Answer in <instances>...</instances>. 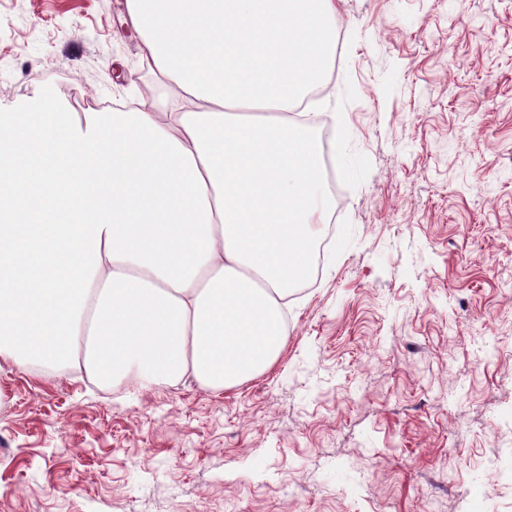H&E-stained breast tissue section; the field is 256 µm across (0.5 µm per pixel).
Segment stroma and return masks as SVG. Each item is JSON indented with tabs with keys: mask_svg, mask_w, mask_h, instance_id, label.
Wrapping results in <instances>:
<instances>
[{
	"mask_svg": "<svg viewBox=\"0 0 512 512\" xmlns=\"http://www.w3.org/2000/svg\"><path fill=\"white\" fill-rule=\"evenodd\" d=\"M342 193L274 367L0 370V512H512V0H336ZM125 0H0V113L140 104Z\"/></svg>",
	"mask_w": 512,
	"mask_h": 512,
	"instance_id": "stroma-1",
	"label": "stroma"
}]
</instances>
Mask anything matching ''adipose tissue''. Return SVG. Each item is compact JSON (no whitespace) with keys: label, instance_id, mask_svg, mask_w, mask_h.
I'll list each match as a JSON object with an SVG mask.
<instances>
[{"label":"adipose tissue","instance_id":"obj_1","mask_svg":"<svg viewBox=\"0 0 512 512\" xmlns=\"http://www.w3.org/2000/svg\"><path fill=\"white\" fill-rule=\"evenodd\" d=\"M151 105L0 113V366L220 392L268 371L326 223L336 0H126Z\"/></svg>","mask_w":512,"mask_h":512}]
</instances>
